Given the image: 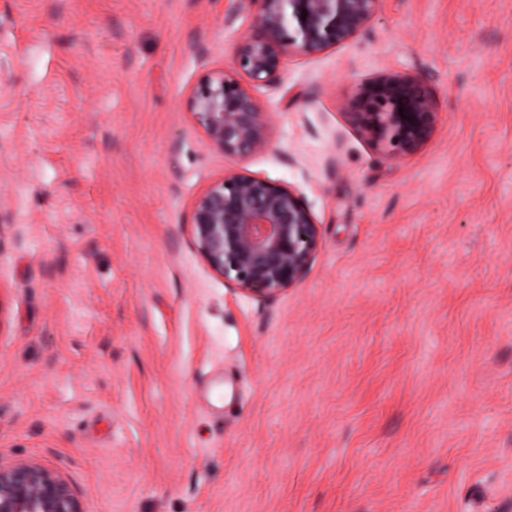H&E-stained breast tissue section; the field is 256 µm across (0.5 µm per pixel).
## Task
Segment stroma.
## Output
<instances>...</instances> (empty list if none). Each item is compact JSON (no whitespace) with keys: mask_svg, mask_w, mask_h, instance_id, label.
Returning <instances> with one entry per match:
<instances>
[{"mask_svg":"<svg viewBox=\"0 0 512 512\" xmlns=\"http://www.w3.org/2000/svg\"><path fill=\"white\" fill-rule=\"evenodd\" d=\"M238 0H0V459L84 512H512V0H380L254 88L270 149L186 100ZM413 75L437 124L395 160L349 112ZM297 188L304 278L225 284L191 234L225 172Z\"/></svg>","mask_w":512,"mask_h":512,"instance_id":"35a3bbf8","label":"stroma"}]
</instances>
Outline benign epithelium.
Segmentation results:
<instances>
[{
	"mask_svg": "<svg viewBox=\"0 0 512 512\" xmlns=\"http://www.w3.org/2000/svg\"><path fill=\"white\" fill-rule=\"evenodd\" d=\"M253 28L232 51L231 69L206 74L187 98V112L217 151L237 160L271 147L268 119L252 93L279 80L291 56L324 52L355 36L379 0H248ZM307 17H302L301 13ZM354 118L361 133L392 147L397 160L432 136L437 113L427 85L388 76L364 87ZM404 113H399V109ZM191 232L213 274L243 293L272 298L298 284L319 244L315 217L289 185L232 170L195 200ZM0 512H84L74 487L33 460L0 459Z\"/></svg>",
	"mask_w": 512,
	"mask_h": 512,
	"instance_id": "obj_1",
	"label": "benign epithelium"
}]
</instances>
